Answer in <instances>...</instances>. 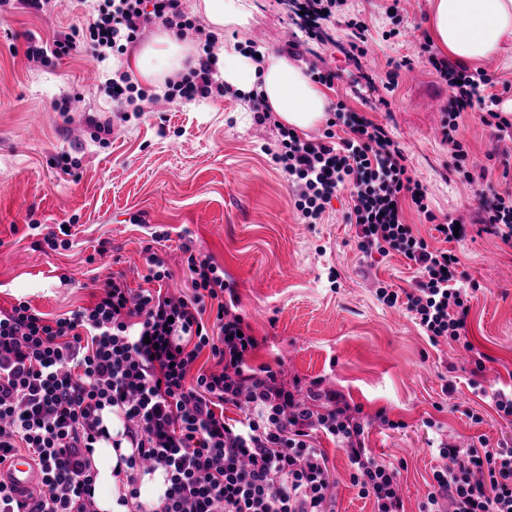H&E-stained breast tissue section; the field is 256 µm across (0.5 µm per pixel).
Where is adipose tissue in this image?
<instances>
[{
	"mask_svg": "<svg viewBox=\"0 0 512 512\" xmlns=\"http://www.w3.org/2000/svg\"><path fill=\"white\" fill-rule=\"evenodd\" d=\"M429 31L436 47L450 58L466 65L484 63L496 57L503 39L512 35V0H435ZM220 54L225 83L260 93L287 126L304 131L324 120L329 104L325 90L287 57L270 52L258 65L232 43L224 45ZM187 60L183 44L165 31L134 56L132 67L142 82L156 84L164 72L183 68ZM131 453L126 442L115 448L102 441L94 449L97 512H131L120 466L121 457Z\"/></svg>",
	"mask_w": 512,
	"mask_h": 512,
	"instance_id": "1",
	"label": "adipose tissue"
}]
</instances>
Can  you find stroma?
<instances>
[{
    "label": "stroma",
    "mask_w": 512,
    "mask_h": 512,
    "mask_svg": "<svg viewBox=\"0 0 512 512\" xmlns=\"http://www.w3.org/2000/svg\"><path fill=\"white\" fill-rule=\"evenodd\" d=\"M248 2V29L225 28L223 42L278 54L288 40L301 41L298 67L335 70L329 101L389 127L432 211L472 222L476 190L455 177L443 140L448 88L419 54L431 0H346L323 21L321 39L308 43L288 0ZM393 7L404 31L390 39ZM90 11L85 0H50L39 13L24 0H0V308L25 300L53 318L89 306L98 283L115 272L142 288V248L152 232L164 231L158 253L172 272L166 288L191 287L184 242L223 266L235 309L260 342L253 364L323 380L363 415L383 410L397 422L394 430L371 427L366 442L379 459L403 462L405 512H419L428 492L439 464L437 439L463 448L481 437L512 441V422L487 395L512 389V247L484 234L457 249L461 271L479 285L468 336L491 357L481 394L470 386L458 345H430L404 307L377 300L378 283L408 289L418 273L402 256L359 251L345 221L348 190L338 192L321 223H298L289 183L270 155L276 132L257 124L248 100L165 102L114 126L108 144L95 142L87 118L113 119L104 82L128 71L133 55L164 27L147 25L126 54L102 61L84 49L47 65L26 60L28 38L69 33ZM353 19L368 26L367 53L355 58ZM406 57L410 66H401ZM394 68L398 86L390 91L381 79ZM64 101L68 111H58ZM459 137L479 164L512 170V143L497 148L479 113L464 114ZM65 151L80 159L78 169L56 167ZM35 224L70 225V247H37ZM103 241L110 251L101 255ZM333 269L340 274L335 283ZM446 372L455 383L448 396L440 379ZM317 445L329 458L337 512H373L372 499L351 482L345 452L324 437Z\"/></svg>",
    "instance_id": "1"
}]
</instances>
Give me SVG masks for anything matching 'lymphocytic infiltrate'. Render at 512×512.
<instances>
[{
    "label": "lymphocytic infiltrate",
    "mask_w": 512,
    "mask_h": 512,
    "mask_svg": "<svg viewBox=\"0 0 512 512\" xmlns=\"http://www.w3.org/2000/svg\"><path fill=\"white\" fill-rule=\"evenodd\" d=\"M153 21L198 37L196 66L166 81L164 100L226 96L228 87L215 77L217 37L185 15L181 0H106L81 35L29 40L25 57L59 60L81 42L100 55L120 53ZM420 48L448 87L444 136L454 172L469 182L487 179V172L472 174V152L458 128L463 113L476 112L496 142L512 141V120L497 109L495 79L440 56L430 41ZM249 101L257 122L276 132L272 158L294 189L301 223H319L339 188L350 186L347 221L359 249L400 254L419 272L410 290L383 284L377 299L390 307L404 303L431 345L459 344L472 367L470 385L482 391L490 357L466 334L478 286L466 282L448 245L474 231L512 247V189L480 193L472 224L437 221L386 127L339 101L327 110L323 134L305 140L278 123L260 95ZM409 207L432 223L442 247L406 224ZM182 251L188 295L135 294L117 273L105 279L93 305L56 318L26 301L0 309V464L24 450L44 475L42 490L17 497L0 482V512H96L90 456L107 437L101 413L108 407L123 422L113 447L126 441L133 449L125 460L133 512H336L329 461L316 446L321 434L345 452L352 483L372 498L374 512H405L400 468L371 454L362 418L337 391L252 365L259 341L224 298L230 286L223 268L192 254L190 245ZM211 301L216 313L209 324L203 316ZM205 349L216 370H195ZM227 404L243 419L226 423L219 410ZM437 451L441 464L419 512H512V441L483 439L466 448L443 442ZM159 469L167 482L160 504L140 503L139 474Z\"/></svg>",
    "instance_id": "f902f5d3"
}]
</instances>
